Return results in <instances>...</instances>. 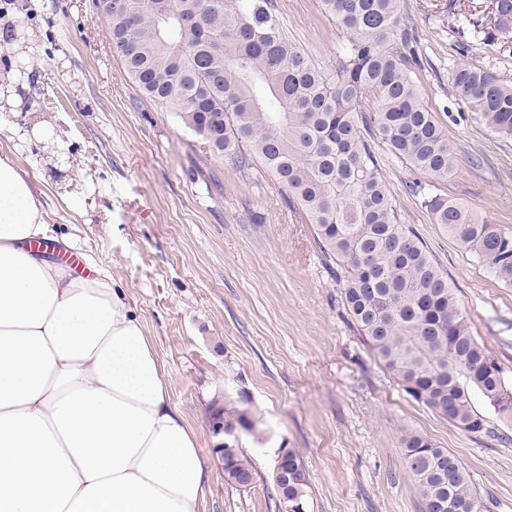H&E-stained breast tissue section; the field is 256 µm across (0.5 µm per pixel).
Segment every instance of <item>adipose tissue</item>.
I'll use <instances>...</instances> for the list:
<instances>
[{
    "label": "adipose tissue",
    "mask_w": 512,
    "mask_h": 512,
    "mask_svg": "<svg viewBox=\"0 0 512 512\" xmlns=\"http://www.w3.org/2000/svg\"><path fill=\"white\" fill-rule=\"evenodd\" d=\"M8 21L0 103L29 77ZM43 192L0 154V512H202L208 465L152 339L111 274L37 251Z\"/></svg>",
    "instance_id": "obj_1"
}]
</instances>
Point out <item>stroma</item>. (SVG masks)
Wrapping results in <instances>:
<instances>
[{
  "instance_id": "1",
  "label": "stroma",
  "mask_w": 512,
  "mask_h": 512,
  "mask_svg": "<svg viewBox=\"0 0 512 512\" xmlns=\"http://www.w3.org/2000/svg\"><path fill=\"white\" fill-rule=\"evenodd\" d=\"M276 2L289 37L334 69L341 34L321 0ZM401 9L429 61L418 74L423 102L456 147V170L438 192L512 235V139L493 134L448 85L462 61L512 84V55L451 32L448 0H401ZM7 13L27 39L32 74L0 130V152L45 193L59 237L123 288L203 454L212 453L214 396L261 421L262 440L242 439L257 482L228 485L211 460L203 512H282L271 479L282 446L307 469V512H420L401 454L411 430L459 458L488 512H512V444L449 424L374 361L312 224L269 174L202 161L191 132L136 89L92 0H0ZM36 115L57 143L12 136ZM379 157L402 222L447 272L474 336L512 382V285L434 223L407 188L409 164L384 149Z\"/></svg>"
}]
</instances>
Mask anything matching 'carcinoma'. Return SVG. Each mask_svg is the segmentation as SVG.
I'll return each instance as SVG.
<instances>
[{
  "label": "carcinoma",
  "mask_w": 512,
  "mask_h": 512,
  "mask_svg": "<svg viewBox=\"0 0 512 512\" xmlns=\"http://www.w3.org/2000/svg\"><path fill=\"white\" fill-rule=\"evenodd\" d=\"M345 41L334 70L288 40L275 0H112V51L140 93L173 112L205 157L239 173L259 164L285 199L313 224L335 266L343 303L377 363L417 403L475 435H497L480 398L512 426V384L495 355L473 335L447 276L427 245L401 222L376 145L426 174L448 180L456 150L424 105L417 72L425 68L416 31L400 0H321ZM448 23L483 44L512 52V0L448 7ZM457 100L496 135L512 138V85L462 63L449 75ZM410 191L435 223L472 252L496 280L512 285V235L476 217L428 184ZM210 423L259 439L260 421L221 397ZM404 466L421 512H484L464 467L427 436L402 439ZM225 482L256 483L258 471L235 438L212 448ZM278 496L307 503L308 476L298 453Z\"/></svg>",
  "instance_id": "cac0c4a2"
}]
</instances>
